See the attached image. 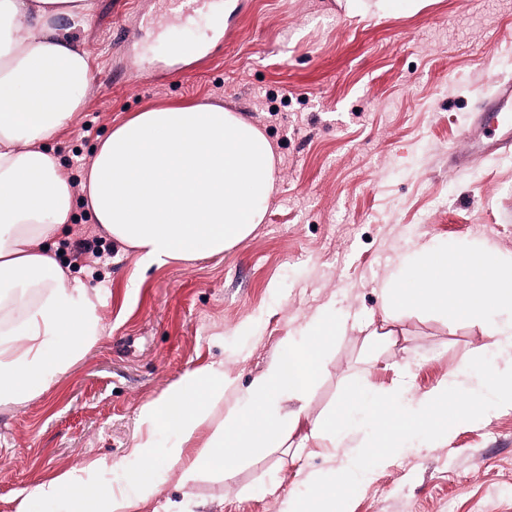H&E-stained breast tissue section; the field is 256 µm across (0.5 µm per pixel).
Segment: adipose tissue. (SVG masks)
Returning <instances> with one entry per match:
<instances>
[{"mask_svg": "<svg viewBox=\"0 0 512 512\" xmlns=\"http://www.w3.org/2000/svg\"><path fill=\"white\" fill-rule=\"evenodd\" d=\"M91 0H0V405L55 381L97 336L100 318L86 285L62 268L53 240L73 219L71 175L45 146L82 109L94 74L86 53L55 27L58 17L87 22ZM275 157L258 127L223 107L196 102L149 109L113 128L85 171L84 203L112 237L148 266L223 254L262 223L274 188ZM417 281L404 293L386 284L388 309L424 308L485 325L481 357L427 392L399 383L376 393L369 369L322 418L308 401L330 344L345 335L344 314L312 317L288 336L292 355L272 358L247 386L223 365L185 372L137 417V464L99 457L42 484L40 500L73 512H141L159 474L187 481L228 474L253 455L320 448L327 468L304 472L306 498L287 512H351L345 488L369 481L372 465L429 449L448 430L512 408V265L488 249L465 259L469 287H454L446 250L403 257ZM294 410L277 413L282 402ZM228 408L221 423L212 410ZM174 434L164 459L159 432Z\"/></svg>", "mask_w": 512, "mask_h": 512, "instance_id": "1", "label": "adipose tissue"}]
</instances>
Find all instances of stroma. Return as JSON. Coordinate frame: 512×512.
Here are the masks:
<instances>
[{"label": "stroma", "mask_w": 512, "mask_h": 512, "mask_svg": "<svg viewBox=\"0 0 512 512\" xmlns=\"http://www.w3.org/2000/svg\"><path fill=\"white\" fill-rule=\"evenodd\" d=\"M58 26L94 69L82 111L47 143L65 169L82 171L135 113L208 101L266 134L275 190L263 222L221 256L148 267L117 243L106 262L64 251L101 327L53 383L0 406V512L27 502L62 512L32 502L34 490L96 457L133 466L142 405L218 362L247 385L324 309L370 321L394 343L337 337L314 417L365 363L376 389L405 368L423 392L482 344L480 324L409 308L386 317L380 288L400 255L427 243L456 256L485 244L512 260V147L481 156L464 139L493 78L512 80V0L357 14L339 0H208L180 22L165 0H94L89 24ZM325 465L322 454L298 465L274 448L183 489L166 475L145 512L176 501L183 512H283L289 495L310 494L298 468ZM346 494L353 512H512V409L449 429L447 442L380 466Z\"/></svg>", "instance_id": "1"}]
</instances>
